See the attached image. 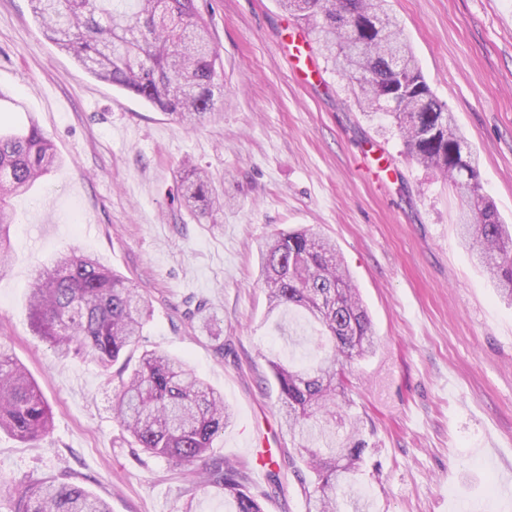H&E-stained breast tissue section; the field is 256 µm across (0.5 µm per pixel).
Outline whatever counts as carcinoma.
Here are the masks:
<instances>
[{"label":"carcinoma","instance_id":"obj_1","mask_svg":"<svg viewBox=\"0 0 512 512\" xmlns=\"http://www.w3.org/2000/svg\"><path fill=\"white\" fill-rule=\"evenodd\" d=\"M45 36L99 80L177 119L201 123L212 115L219 57L195 0H29ZM311 24L321 54L359 91L363 109L390 118L409 154L438 171L469 207L459 225L473 259L495 279L512 305V231L480 193L478 159L428 85L388 0H278ZM61 163L35 122L19 133L0 132V267L10 253L14 215L7 198L25 192ZM185 203L204 215L223 206L207 173L184 170ZM259 282L268 312L295 309L319 324L328 342L306 366L268 360L282 400L293 452L314 473L303 486L308 512H337L365 463L368 442L352 411L348 365L371 352L372 322L336 245L312 228L274 235L259 248ZM150 303L127 278L71 248L36 271L29 318L36 335L60 358L87 354L105 382L119 379L113 415L137 447L177 464L202 463L203 483L224 488L234 512H262L247 473L229 461L209 464L206 452L232 414L223 396L185 361L145 352L130 374L111 368L131 353ZM197 331L217 342L218 314L199 306ZM50 406L36 381L0 345V432L21 441L46 435ZM9 512H111L106 500L64 475L36 484L10 502Z\"/></svg>","mask_w":512,"mask_h":512}]
</instances>
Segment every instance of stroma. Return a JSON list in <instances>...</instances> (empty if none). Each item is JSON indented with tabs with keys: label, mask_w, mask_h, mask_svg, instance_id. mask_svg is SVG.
Segmentation results:
<instances>
[{
	"label": "stroma",
	"mask_w": 512,
	"mask_h": 512,
	"mask_svg": "<svg viewBox=\"0 0 512 512\" xmlns=\"http://www.w3.org/2000/svg\"><path fill=\"white\" fill-rule=\"evenodd\" d=\"M221 61L211 118L192 126L87 72L48 40L29 0H0V120L37 122L63 164L11 198L0 270V342L29 369L53 415L49 435L0 434V499L69 474L112 512H229L195 468L131 447L113 387L90 356L58 358L27 310L34 269L74 247L151 301L140 350L186 360L233 422L212 461L243 464L263 512H307L289 466L285 411L266 353L315 358L319 328L268 316L258 249L311 225L335 243L368 309L374 347L351 365L350 396L369 444L338 503L353 512H512V307L457 233L461 201L415 163L382 115L324 61L323 82L293 78L280 49L300 24L278 0H196ZM435 96L479 157L483 193L512 224V0H390ZM209 173L223 208L192 214L184 164ZM215 307L223 352L195 332ZM280 463L278 484L254 450Z\"/></svg>",
	"instance_id": "35a3bbf8"
}]
</instances>
